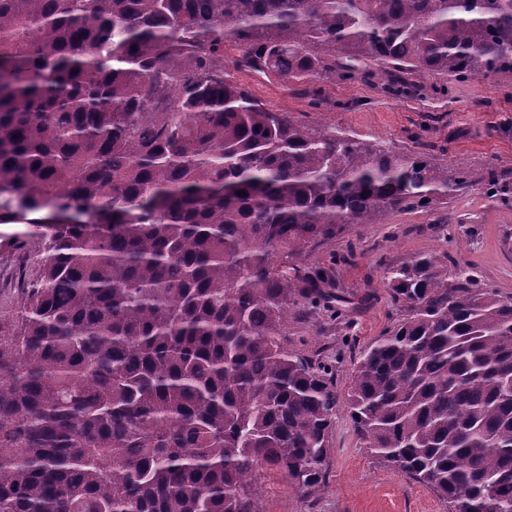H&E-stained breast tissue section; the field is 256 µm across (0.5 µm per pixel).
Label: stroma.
I'll return each mask as SVG.
<instances>
[{
	"label": "stroma",
	"instance_id": "35a3bbf8",
	"mask_svg": "<svg viewBox=\"0 0 512 512\" xmlns=\"http://www.w3.org/2000/svg\"><path fill=\"white\" fill-rule=\"evenodd\" d=\"M239 79L274 108L309 125H329L373 144L425 151L449 172L480 176L494 166L512 173V73L451 81L442 75L409 78L410 94H391L384 68L371 61L324 85L321 94L288 79L250 73ZM449 253V272L464 271L485 288L512 296V201L488 200L481 184L447 207L361 224L315 252L310 266L331 270L337 299L290 308V345L318 355L336 378L337 411L322 491L307 495L280 475L261 471L256 491L263 512H448L429 488L378 463L361 447L346 411L351 373L362 350L401 317L386 267L423 253ZM27 253L0 246V329L9 330L20 299L19 271Z\"/></svg>",
	"mask_w": 512,
	"mask_h": 512
}]
</instances>
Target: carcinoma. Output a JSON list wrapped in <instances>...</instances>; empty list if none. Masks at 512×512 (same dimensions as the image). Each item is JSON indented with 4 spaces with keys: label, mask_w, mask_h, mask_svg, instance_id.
Masks as SVG:
<instances>
[{
    "label": "carcinoma",
    "mask_w": 512,
    "mask_h": 512,
    "mask_svg": "<svg viewBox=\"0 0 512 512\" xmlns=\"http://www.w3.org/2000/svg\"><path fill=\"white\" fill-rule=\"evenodd\" d=\"M228 41L237 72L311 86L369 60L404 95L512 72V0H0V224L48 225L0 334V512H262L261 468L319 492L333 372L284 326L336 294L304 260L472 185L272 109ZM450 261L386 270L405 314L348 415L448 512H512V296Z\"/></svg>",
    "instance_id": "obj_1"
}]
</instances>
